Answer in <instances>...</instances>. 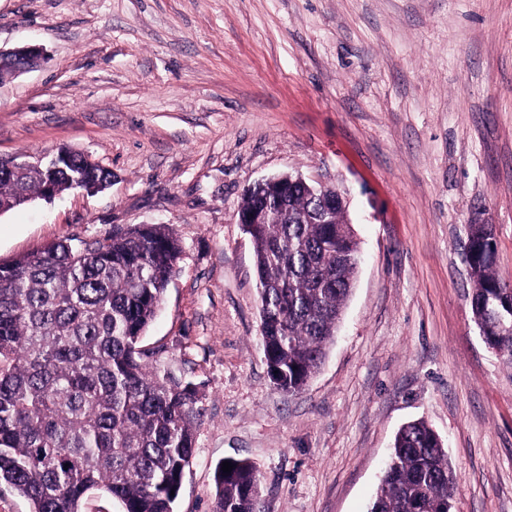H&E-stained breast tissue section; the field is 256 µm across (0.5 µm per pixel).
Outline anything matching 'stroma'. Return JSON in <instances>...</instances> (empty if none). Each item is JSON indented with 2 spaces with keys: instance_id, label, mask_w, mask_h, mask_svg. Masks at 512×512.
I'll list each match as a JSON object with an SVG mask.
<instances>
[{
  "instance_id": "obj_1",
  "label": "stroma",
  "mask_w": 512,
  "mask_h": 512,
  "mask_svg": "<svg viewBox=\"0 0 512 512\" xmlns=\"http://www.w3.org/2000/svg\"><path fill=\"white\" fill-rule=\"evenodd\" d=\"M0 155L67 148L112 173L0 215V262L113 227L169 225L183 253L140 345L201 414L175 512H212L227 459L263 512H367L398 429L423 418L454 512H512V361L469 303L468 226L512 280V0H0ZM338 187L361 263L298 393L271 383L245 190ZM43 48L37 45H23L12 49L0 48V80L13 76L10 71L20 75L35 68L43 59ZM10 70V71H9Z\"/></svg>"
}]
</instances>
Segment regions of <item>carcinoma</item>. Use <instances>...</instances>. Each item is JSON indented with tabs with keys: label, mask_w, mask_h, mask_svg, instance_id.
I'll list each match as a JSON object with an SVG mask.
<instances>
[{
	"label": "carcinoma",
	"mask_w": 512,
	"mask_h": 512,
	"mask_svg": "<svg viewBox=\"0 0 512 512\" xmlns=\"http://www.w3.org/2000/svg\"><path fill=\"white\" fill-rule=\"evenodd\" d=\"M59 172L56 191L79 179H108L98 165ZM36 168L0 173V203L44 193ZM269 206L250 236L260 281L262 347L271 383L288 394L306 386L333 341L351 292L358 242L345 210L337 224L315 213L329 201L299 184L278 200L273 187L244 195L240 210ZM492 225L471 224L472 318L484 341L512 360V334L496 314L512 309L499 279ZM182 248L166 224L119 228L104 241L53 242L0 264V485L31 512H83L100 489L122 512H174L195 450V392L148 368L139 346L154 321ZM217 466L213 512H260L259 477L246 460ZM458 486L448 453L426 421L397 433L369 512H448Z\"/></svg>",
	"instance_id": "cac0c4a2"
}]
</instances>
